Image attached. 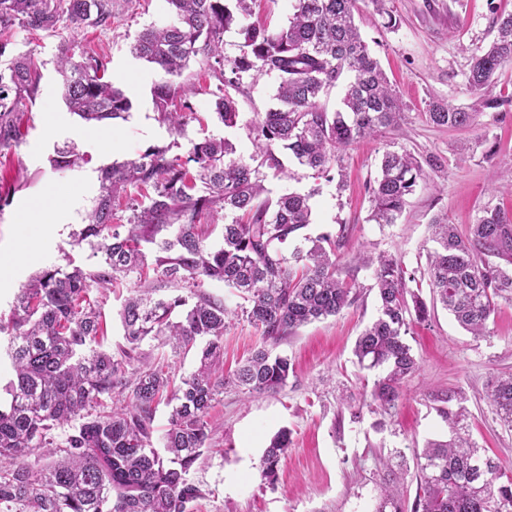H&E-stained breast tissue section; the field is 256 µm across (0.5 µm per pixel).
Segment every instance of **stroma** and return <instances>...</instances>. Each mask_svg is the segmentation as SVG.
<instances>
[{"label":"stroma","mask_w":512,"mask_h":512,"mask_svg":"<svg viewBox=\"0 0 512 512\" xmlns=\"http://www.w3.org/2000/svg\"><path fill=\"white\" fill-rule=\"evenodd\" d=\"M114 2L110 28L65 30L58 36L22 32L17 37L30 42L42 64V79L25 104L32 115L25 142L0 156V182L12 195L11 205L0 211L2 314L9 313L19 289L41 269L69 262L91 267L88 249L73 246L70 234L95 204L101 168L151 146L173 144L184 155L211 136L228 138L244 158L257 153L253 122L271 106L275 78L245 79L234 95L239 112L235 127L212 120L214 97L205 88L190 98L196 120L184 134L170 131L159 120L152 96L161 71L130 53L139 31L165 21V0ZM384 5L395 17V27H385L372 0H360L358 23L402 102L398 127L349 146L341 155L340 182L314 179L309 169L295 164L291 177L266 180L275 196L310 194L311 237L348 225L338 269L355 284L359 300L338 316L299 328L278 346L293 365L285 390L247 397L228 389L214 402L208 415L209 448L190 473L203 491L192 512H374L386 486L398 487L405 501L413 502L415 450L428 440L450 436L435 401L436 393L448 388L461 389L466 397L464 434L512 469V429L500 425L486 399L491 381L512 372V301L498 300L483 336L465 331L440 307L428 322L413 324L406 341L418 368L405 381L403 397L388 410H380L371 398L378 371L360 369L353 354L357 336L377 315L374 269L361 264L360 256L396 258L414 274L427 299L432 219L447 218L463 231L486 205L512 207V196L498 190L504 165L512 160V65L501 71L493 89L506 106L484 110L472 126L461 129L434 126L426 116L434 100L470 104L469 56L492 39L494 16L512 13V0H384ZM64 39L104 59L107 78L133 102L127 120L90 124L67 111L54 68ZM66 141L75 142L87 161L54 171L48 157L54 145ZM390 147L407 150L423 163L438 160L442 169L419 181L395 223L378 224L370 218L365 186ZM23 237L34 244L19 254L15 243ZM130 288L126 281L91 294L106 320L104 345L112 351L124 343L119 312ZM256 342L248 322L230 326L224 334L225 373H232ZM283 429L289 432L290 447L271 486L261 477V457Z\"/></svg>","instance_id":"stroma-1"}]
</instances>
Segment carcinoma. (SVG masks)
<instances>
[{
  "label": "carcinoma",
  "mask_w": 512,
  "mask_h": 512,
  "mask_svg": "<svg viewBox=\"0 0 512 512\" xmlns=\"http://www.w3.org/2000/svg\"><path fill=\"white\" fill-rule=\"evenodd\" d=\"M170 21L137 34L130 53L161 70L153 86L159 119L182 134L196 118L184 78L191 65L219 81L217 120L237 125L231 91L247 77L277 79L274 104L256 115L262 161L236 155L224 137L193 144L185 156L171 147L147 148L139 156L104 168L100 194L85 224L71 233L88 245L93 268L52 265L19 290L10 313L0 316V335L13 364L0 405V512H189L202 497L191 469L208 447L207 415L230 386L247 396L278 393L288 384V357L273 350L311 322L338 315L358 300L354 285L336 273L342 236H302L310 224L311 195L265 196L262 167L283 176L275 149L288 152L315 179H335L340 152L395 125L402 103L356 24L359 0H295L288 24L271 30L244 24L256 0H166ZM112 24V0H0V152L20 147L31 117L25 101L38 91L41 73L28 49L6 55L17 33L59 34ZM239 28V54L224 57V34ZM490 44L471 55L467 89L473 102L455 107L440 100L427 117L437 127L473 124L485 109L505 101L492 94L496 73L512 63V14L494 20ZM68 111L87 123L126 119L132 100L105 79L100 57L75 56L61 43L55 59ZM343 81L341 106L330 112L322 97ZM85 161L73 143L55 147L49 162L67 170ZM421 163L407 151L383 153L367 193L372 219L392 224L423 178ZM224 217L222 241L208 242V218ZM438 248L428 255L433 299L475 336L486 332L498 299L512 300V209L487 205L464 231L436 218L430 224ZM297 245L290 253L284 246ZM133 281L120 312L126 346L101 348L102 312L93 289ZM218 281L244 303L229 309L202 291ZM394 258L374 270L378 315L358 336L354 354L367 369L386 374L374 382L373 401L391 407L418 362L406 342L410 325L429 318L426 302L411 290ZM158 288L174 294L156 297ZM258 334L257 347L231 378L224 377V331L235 318ZM157 340L172 350L205 340L197 370L171 385L159 361L128 375L141 343ZM174 403L168 428L154 439V411L162 398ZM112 406H107L106 400ZM462 392L436 401L453 435L415 453L420 479L410 512H512V474L476 443L460 435L466 417ZM492 412L512 428V373L498 376L487 393ZM288 431L264 450L261 476L272 484L288 452ZM375 512H405L387 490Z\"/></svg>",
  "instance_id": "cac0c4a2"
}]
</instances>
